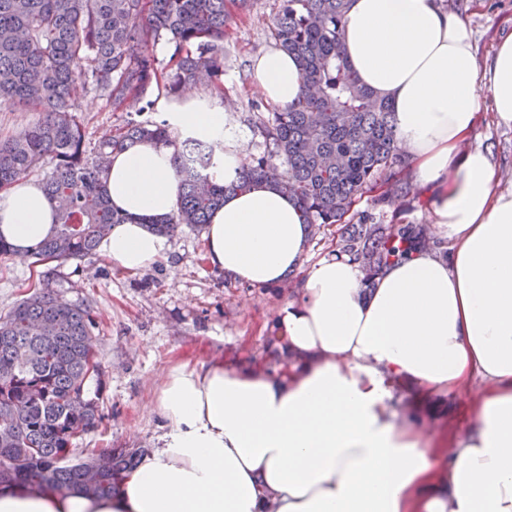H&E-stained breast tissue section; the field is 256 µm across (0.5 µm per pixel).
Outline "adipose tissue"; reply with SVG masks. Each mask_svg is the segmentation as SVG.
<instances>
[{"label":"adipose tissue","instance_id":"1","mask_svg":"<svg viewBox=\"0 0 512 512\" xmlns=\"http://www.w3.org/2000/svg\"><path fill=\"white\" fill-rule=\"evenodd\" d=\"M340 50L393 105L396 137L447 255L412 254L373 287L348 257L304 267L308 229L295 202L263 183L226 195L205 235L208 265L270 288L304 271L276 321L291 364L280 372L216 359L165 374L160 447L116 494L0 487V512H512V193L488 154L466 149L487 88L512 127V34L480 63L472 32L438 0H351ZM254 85L284 108L304 92L293 56L258 58ZM169 122L215 147L233 181L244 162L217 98L188 92ZM125 217L101 240L120 269H150L168 249L152 222L182 193L175 149L152 141L115 152L105 174ZM55 230V205L32 177L0 191V238L16 256ZM434 396L467 399L465 432L395 422Z\"/></svg>","mask_w":512,"mask_h":512}]
</instances>
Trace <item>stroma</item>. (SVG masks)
I'll list each match as a JSON object with an SVG mask.
<instances>
[{
  "mask_svg": "<svg viewBox=\"0 0 512 512\" xmlns=\"http://www.w3.org/2000/svg\"><path fill=\"white\" fill-rule=\"evenodd\" d=\"M279 4L253 0L248 9L233 10L224 39L220 102L224 121L247 157L264 149L254 123L272 105L253 86V65L274 47L270 27ZM460 10L479 59L488 60L498 38L512 33V0H461ZM153 95V112H113L90 86L78 85L75 98L87 137L98 139L130 120H165L170 100L162 89ZM468 145L488 152L498 190L512 192V128L496 124L491 104L483 105ZM168 243L167 258L137 274L97 253L46 264L0 258L1 314L31 285L47 281L66 300L89 306L96 318L95 350L102 373L89 383L86 396L97 403L102 422L78 438L80 448L156 447L165 431L154 410L158 384L175 360L221 357L275 365L267 340L276 333L279 310L298 291L299 275L275 288H254L208 266L203 233L184 227Z\"/></svg>",
  "mask_w": 512,
  "mask_h": 512,
  "instance_id": "35a3bbf8",
  "label": "stroma"
}]
</instances>
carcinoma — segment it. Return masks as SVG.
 <instances>
[{
	"label": "carcinoma",
	"instance_id": "cac0c4a2",
	"mask_svg": "<svg viewBox=\"0 0 512 512\" xmlns=\"http://www.w3.org/2000/svg\"><path fill=\"white\" fill-rule=\"evenodd\" d=\"M350 0H281L270 36L295 56L304 94L255 123L264 150L243 164L229 184L213 179L211 146L188 137L176 150L182 195L177 211L154 225L164 235L180 226L203 229L227 192H246L268 180L299 205L310 228L340 225L336 254L360 265L365 282L384 267L432 244L445 254L448 240L427 238L422 224H376L355 209L363 197L399 205L410 194L394 167L406 158L395 138L391 104L363 84L338 44ZM227 0H0V107L21 106L38 117L0 138V189L40 171L56 205L54 234L30 257L40 262L81 259L96 252L114 224L103 175L112 152L145 140L172 143L164 121L129 122L98 140L86 139L72 97L77 81L92 84L112 112L129 103L154 110L153 87L177 95L206 82L223 89ZM173 45L158 68L149 43ZM96 320L90 309L66 301L48 284L0 315V485L30 486L105 496L119 490L142 448H114L109 469L94 485L82 467L96 454L57 462L83 434L98 427L97 404L85 397L91 378Z\"/></svg>",
	"mask_w": 512,
	"mask_h": 512
}]
</instances>
